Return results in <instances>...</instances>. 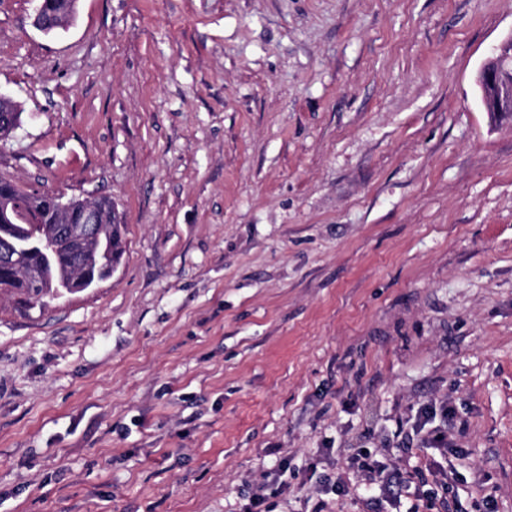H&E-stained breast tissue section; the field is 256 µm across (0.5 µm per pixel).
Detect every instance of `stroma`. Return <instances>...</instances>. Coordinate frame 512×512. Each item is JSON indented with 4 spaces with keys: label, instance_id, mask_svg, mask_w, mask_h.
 Instances as JSON below:
<instances>
[{
    "label": "stroma",
    "instance_id": "obj_1",
    "mask_svg": "<svg viewBox=\"0 0 512 512\" xmlns=\"http://www.w3.org/2000/svg\"><path fill=\"white\" fill-rule=\"evenodd\" d=\"M37 5L0 0V177L111 198L125 252L0 302V512H238L316 456L266 512H512V129L475 84L512 0ZM425 405L447 447H406ZM367 458L454 479L384 500ZM285 471H281L278 478L269 479V474H267L266 478L263 482L258 483L254 489L252 490L251 495L249 496V503L245 504L243 512H263L261 507L265 504L268 498V491L272 490L274 486H277L276 489H280L283 491L285 488H288V482L286 480H281V478L285 475Z\"/></svg>",
    "mask_w": 512,
    "mask_h": 512
}]
</instances>
